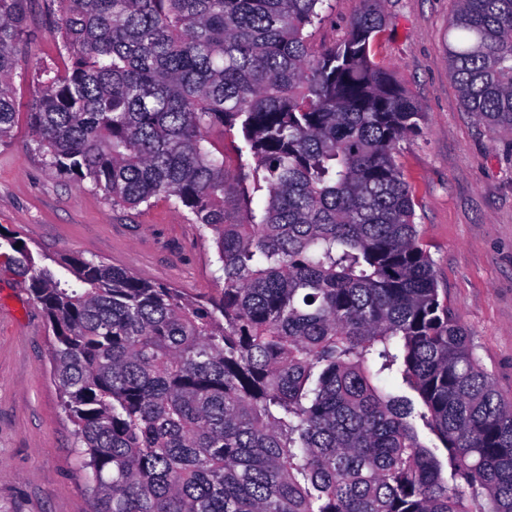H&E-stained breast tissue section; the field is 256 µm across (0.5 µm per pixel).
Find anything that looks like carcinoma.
<instances>
[{"mask_svg": "<svg viewBox=\"0 0 512 512\" xmlns=\"http://www.w3.org/2000/svg\"><path fill=\"white\" fill-rule=\"evenodd\" d=\"M327 2L50 0L66 60L37 75L38 149L115 207L175 198L223 280L188 296L0 230L92 512H512V397L440 296L396 162L421 107L371 57L377 0L313 49ZM27 10L0 0V143ZM451 31L465 107L511 133L512 0H457Z\"/></svg>", "mask_w": 512, "mask_h": 512, "instance_id": "carcinoma-1", "label": "carcinoma"}]
</instances>
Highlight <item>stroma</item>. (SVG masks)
Returning <instances> with one entry per match:
<instances>
[{"label":"stroma","mask_w":512,"mask_h":512,"mask_svg":"<svg viewBox=\"0 0 512 512\" xmlns=\"http://www.w3.org/2000/svg\"><path fill=\"white\" fill-rule=\"evenodd\" d=\"M386 31L374 60L418 101L417 132L397 163L410 186L420 237L448 306L470 332L497 388L512 396V133H491L468 112L448 69L456 0H382ZM30 0L13 78L17 102L36 94L39 68L65 55ZM360 0H329L311 31L320 48L339 42ZM0 226L29 248L94 258L195 296L223 285L211 233L161 198L113 206L90 182L60 173L38 151L26 113L0 143ZM52 332L28 283L0 264V512H89L73 426L51 371Z\"/></svg>","instance_id":"stroma-1"}]
</instances>
